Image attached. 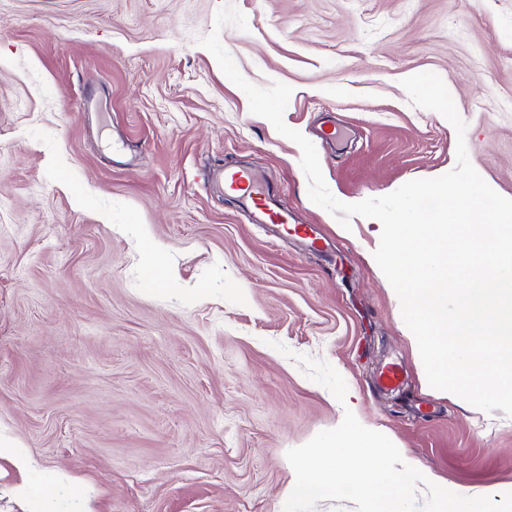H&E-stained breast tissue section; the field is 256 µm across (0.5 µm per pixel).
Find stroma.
Returning a JSON list of instances; mask_svg holds the SVG:
<instances>
[{
  "mask_svg": "<svg viewBox=\"0 0 512 512\" xmlns=\"http://www.w3.org/2000/svg\"><path fill=\"white\" fill-rule=\"evenodd\" d=\"M223 0H0V512H282L286 459L345 410L448 486L512 484V417L424 383L399 305L351 231L308 197L301 150L200 46ZM241 74L293 93L286 125L345 203L456 165V132L401 79L455 90L469 159L512 199V0H234ZM261 166L333 250L276 238L207 185ZM176 273L157 287L151 262ZM287 346L283 356L272 342ZM330 363L338 401L293 354ZM403 369L395 391L378 376Z\"/></svg>",
  "mask_w": 512,
  "mask_h": 512,
  "instance_id": "obj_1",
  "label": "stroma"
}]
</instances>
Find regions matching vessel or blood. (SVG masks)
<instances>
[{
    "label": "vessel or blood",
    "instance_id": "b4317fda",
    "mask_svg": "<svg viewBox=\"0 0 512 512\" xmlns=\"http://www.w3.org/2000/svg\"><path fill=\"white\" fill-rule=\"evenodd\" d=\"M218 178L222 189L249 209L256 223L273 225L286 237L294 236L312 245L317 243L314 225L298 223L293 214L281 208L259 171L237 167L219 171Z\"/></svg>",
    "mask_w": 512,
    "mask_h": 512
}]
</instances>
